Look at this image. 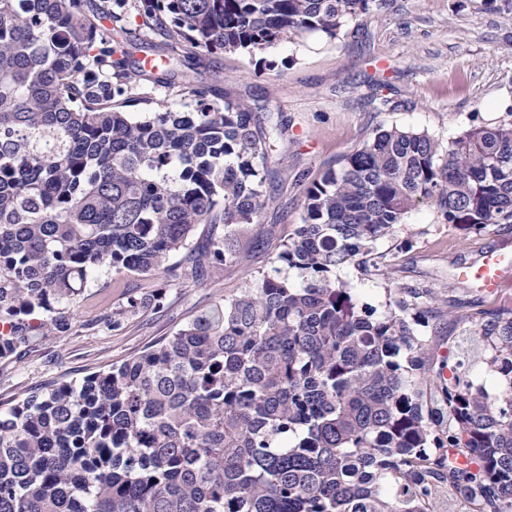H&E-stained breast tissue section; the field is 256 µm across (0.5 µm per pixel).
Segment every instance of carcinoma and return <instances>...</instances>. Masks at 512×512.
Listing matches in <instances>:
<instances>
[{
    "instance_id": "carcinoma-1",
    "label": "carcinoma",
    "mask_w": 512,
    "mask_h": 512,
    "mask_svg": "<svg viewBox=\"0 0 512 512\" xmlns=\"http://www.w3.org/2000/svg\"><path fill=\"white\" fill-rule=\"evenodd\" d=\"M375 0H0V359L35 341L103 274L174 282L238 260L285 125L191 88V112H130L145 76L129 48L256 54L309 32L334 40ZM277 255L298 285L255 279L172 335L79 382L0 409V512H512V307L471 317L502 389L427 363L421 333L453 315L430 288L361 306L340 268L414 209L474 233L512 224V109L447 144L393 127L302 188ZM207 225L202 235L198 226ZM180 259L169 263L174 256ZM163 290L112 314L157 307Z\"/></svg>"
}]
</instances>
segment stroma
Masks as SVG:
<instances>
[{"instance_id":"35a3bbf8","label":"stroma","mask_w":512,"mask_h":512,"mask_svg":"<svg viewBox=\"0 0 512 512\" xmlns=\"http://www.w3.org/2000/svg\"><path fill=\"white\" fill-rule=\"evenodd\" d=\"M197 85L211 87L216 101L248 103L261 123L287 126L269 164L259 221L238 239V263L169 286L158 276L102 275L70 306L63 333L35 311L29 318L39 328L35 344L21 358L0 360L1 401L135 357L214 302L239 294L250 277L273 273L282 243L301 222L296 177L319 178L376 129L425 131L445 143L470 127L495 125L512 105V23L484 0H387L348 21L336 40L312 32L255 55L204 52L171 87L143 80L138 90L150 98L145 111H152L155 98L183 111ZM488 249L512 253V224L473 234L442 224L425 205L376 245L391 276L352 264L338 276L358 303L381 312L388 293L402 287H431L448 299L459 267ZM159 289L165 292L161 307L142 309L112 327L113 312L129 298ZM471 330L468 322L441 320L431 363L451 355L468 367L474 385L496 393L499 381Z\"/></svg>"}]
</instances>
